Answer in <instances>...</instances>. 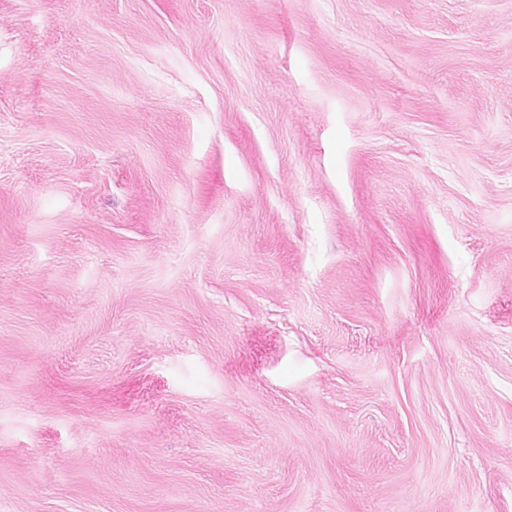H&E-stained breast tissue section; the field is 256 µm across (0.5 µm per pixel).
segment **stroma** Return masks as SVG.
Returning a JSON list of instances; mask_svg holds the SVG:
<instances>
[{
    "label": "stroma",
    "mask_w": 512,
    "mask_h": 512,
    "mask_svg": "<svg viewBox=\"0 0 512 512\" xmlns=\"http://www.w3.org/2000/svg\"><path fill=\"white\" fill-rule=\"evenodd\" d=\"M0 512H512V0H0Z\"/></svg>",
    "instance_id": "1"
}]
</instances>
